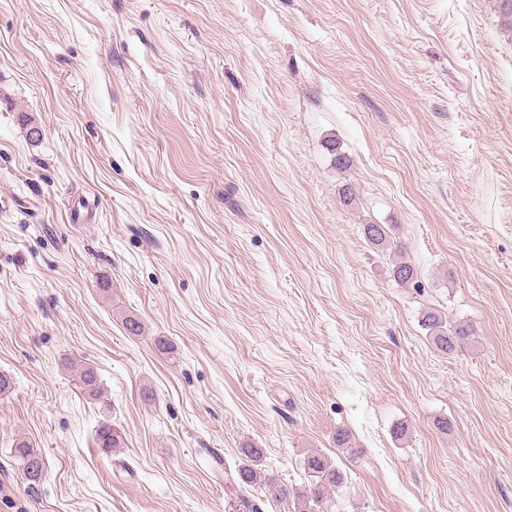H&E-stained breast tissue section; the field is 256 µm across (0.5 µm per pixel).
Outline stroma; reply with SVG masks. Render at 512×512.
I'll return each instance as SVG.
<instances>
[{
    "mask_svg": "<svg viewBox=\"0 0 512 512\" xmlns=\"http://www.w3.org/2000/svg\"><path fill=\"white\" fill-rule=\"evenodd\" d=\"M432 308L473 325L462 354ZM0 373V512H238L249 442L296 488L328 457L336 512H512L495 0H0ZM21 441L46 458L35 497ZM363 230L366 240L371 245L393 249L396 260L392 268V277L398 285H407L417 278L414 266L405 258L402 246L392 240L387 225L366 224ZM421 325L429 332L436 348L448 355L462 351L475 334L472 325L449 323L441 312L434 309L422 315ZM77 372V383L83 396L91 401L104 402V392L97 371L92 366L84 365ZM94 443L104 454H112L117 448H123V437L120 432L112 426L110 420L101 422L93 436Z\"/></svg>",
    "mask_w": 512,
    "mask_h": 512,
    "instance_id": "1",
    "label": "stroma"
}]
</instances>
